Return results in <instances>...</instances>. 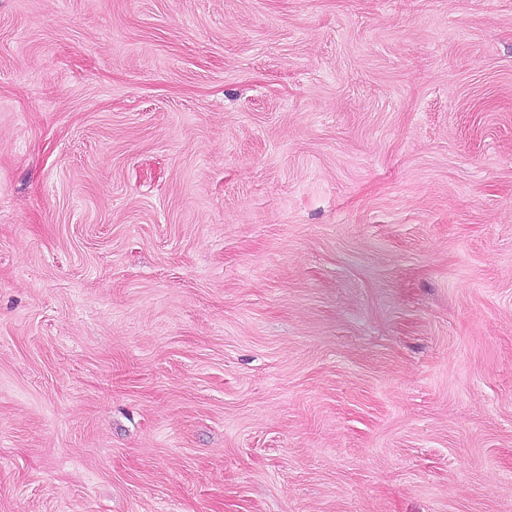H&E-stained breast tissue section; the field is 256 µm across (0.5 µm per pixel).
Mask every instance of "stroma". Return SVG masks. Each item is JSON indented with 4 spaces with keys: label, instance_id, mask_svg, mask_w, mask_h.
Masks as SVG:
<instances>
[{
    "label": "stroma",
    "instance_id": "1",
    "mask_svg": "<svg viewBox=\"0 0 512 512\" xmlns=\"http://www.w3.org/2000/svg\"><path fill=\"white\" fill-rule=\"evenodd\" d=\"M0 512H512V0H0Z\"/></svg>",
    "mask_w": 512,
    "mask_h": 512
}]
</instances>
